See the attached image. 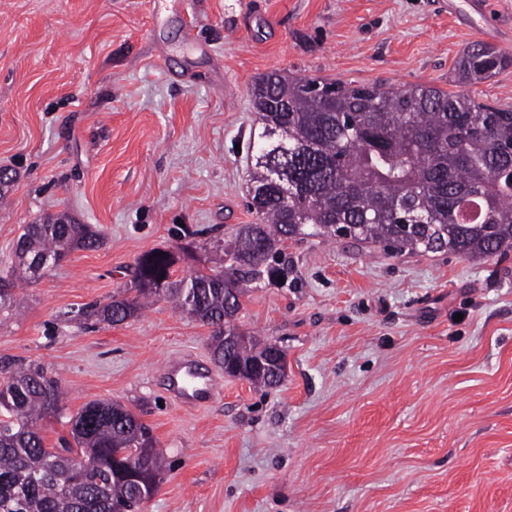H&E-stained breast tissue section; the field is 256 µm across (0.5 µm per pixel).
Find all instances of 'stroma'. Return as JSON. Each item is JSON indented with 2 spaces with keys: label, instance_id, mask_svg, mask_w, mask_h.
Listing matches in <instances>:
<instances>
[{
  "label": "stroma",
  "instance_id": "35a3bbf8",
  "mask_svg": "<svg viewBox=\"0 0 512 512\" xmlns=\"http://www.w3.org/2000/svg\"><path fill=\"white\" fill-rule=\"evenodd\" d=\"M0 0V276L27 224L67 214L103 238L14 284L0 359L40 363L62 412L91 401L147 426L166 470L143 512H512V254H393L328 237L281 243L285 281L248 285L239 325L286 352L273 389L221 377L187 411L165 360L211 363L213 329L165 297L87 316L137 258L174 278L224 268L254 223L251 88L261 75L455 91L457 60L512 55V0Z\"/></svg>",
  "mask_w": 512,
  "mask_h": 512
}]
</instances>
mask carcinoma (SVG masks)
Returning a JSON list of instances; mask_svg holds the SVG:
<instances>
[{"instance_id":"1","label":"carcinoma","mask_w":512,"mask_h":512,"mask_svg":"<svg viewBox=\"0 0 512 512\" xmlns=\"http://www.w3.org/2000/svg\"><path fill=\"white\" fill-rule=\"evenodd\" d=\"M512 65L495 48L474 44L460 57L458 82L487 80ZM252 100L267 143L288 146L255 157L251 210L224 246V272L196 270L172 279L177 255L154 249L137 259L135 296L113 298L91 315L111 324L134 317L141 299L163 294L214 328L215 363L230 361L254 385L274 387L286 363L235 320L243 286L286 275L275 248L300 236L343 237L403 254L445 250L470 258L512 251V109L465 93L414 85L389 90L268 73ZM89 224L55 217L26 225L18 272L54 264L76 249L100 247ZM13 282L0 278V313L13 307ZM236 337L224 345V335ZM61 387L38 365L0 361V512H113L154 495L163 458L147 427L116 404L92 401L73 415L71 435L48 448L38 421L60 412Z\"/></svg>"}]
</instances>
